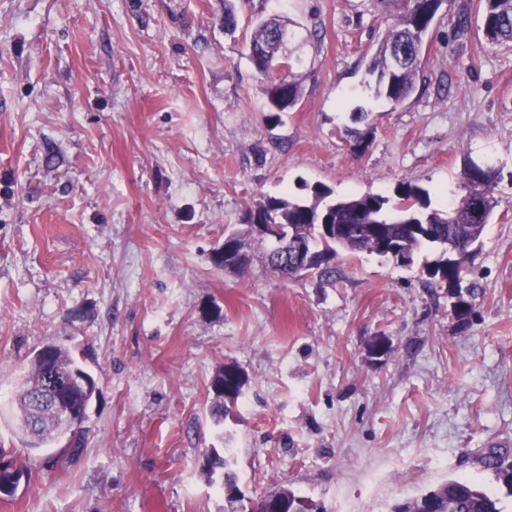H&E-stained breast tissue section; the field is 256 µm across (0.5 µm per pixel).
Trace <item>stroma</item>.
Segmentation results:
<instances>
[{"instance_id": "1", "label": "stroma", "mask_w": 512, "mask_h": 512, "mask_svg": "<svg viewBox=\"0 0 512 512\" xmlns=\"http://www.w3.org/2000/svg\"><path fill=\"white\" fill-rule=\"evenodd\" d=\"M306 41L302 98L272 122L249 58L257 20ZM467 26L458 29L459 15ZM386 20L368 0H0V401L44 340L75 347L98 383L81 454L15 449L0 512H224L208 448L257 499L281 486L328 512H390L436 484L512 461V45L488 43L478 0H444L416 91L374 100L365 71ZM375 114L351 153L353 112ZM499 174L498 205L465 281L460 327L424 269L363 252L331 278L244 273L212 260L267 197L425 188L444 210L467 162ZM385 337L387 356L370 352ZM246 373L223 424L208 384Z\"/></svg>"}]
</instances>
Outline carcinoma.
<instances>
[{
    "instance_id": "carcinoma-1",
    "label": "carcinoma",
    "mask_w": 512,
    "mask_h": 512,
    "mask_svg": "<svg viewBox=\"0 0 512 512\" xmlns=\"http://www.w3.org/2000/svg\"><path fill=\"white\" fill-rule=\"evenodd\" d=\"M444 0H372L373 10L388 15L393 23L384 32L376 52L367 66V81L372 97L391 105L402 103L417 88L422 59L414 55L415 47L425 40ZM481 28L492 45L512 44V0H480ZM284 21L270 18L254 27L251 39V61L259 75L267 80L266 109L268 119L275 120L278 113L293 109L302 94L300 83L293 73L282 74L279 69V46L276 31ZM407 52L402 66L391 70L392 56L398 50ZM497 175L487 176L474 162L465 164L461 179L454 191L455 199L446 211L429 209L428 192L410 182H400L393 196L365 194L354 197H331V191L322 187L313 190L311 200L290 197H270L249 214L247 223H255L260 216L274 224H284L294 239L309 242L322 257L318 268L321 277L334 275L330 263L339 253L354 256L362 252L381 253L383 243H393L398 253L413 260L418 247L427 242L443 247L463 246L478 242L490 221L497 199L492 184ZM330 225L321 233L318 225ZM237 254L247 257L249 242L259 244L271 240L246 229L234 233ZM426 275L435 284L447 280L457 286L458 302L453 305L461 325H466L474 313L475 300L481 294L476 282L460 288L457 265L448 263L443 256L426 269ZM239 369L226 364L211 379L208 393L212 394L208 406L210 416L221 422L237 404L243 387L231 384L230 375ZM56 376L65 405L87 409L97 392L94 377L80 360L76 351L53 341L36 348L28 364L16 377L10 401V425L28 449L54 448L67 440L68 454L76 457L86 441L85 418L74 424L53 411L45 403L51 376ZM484 469L496 478L512 497V467L504 465L503 456L495 451L480 457ZM20 470L12 452L0 448V495L10 496L17 487ZM288 506V512L310 504L315 512H327L322 504L297 495L289 488L277 491ZM500 500L491 492L481 489L472 478L448 479L438 486L412 499L399 502L391 512H503ZM259 501L239 494L232 501H224V512H257Z\"/></svg>"
}]
</instances>
